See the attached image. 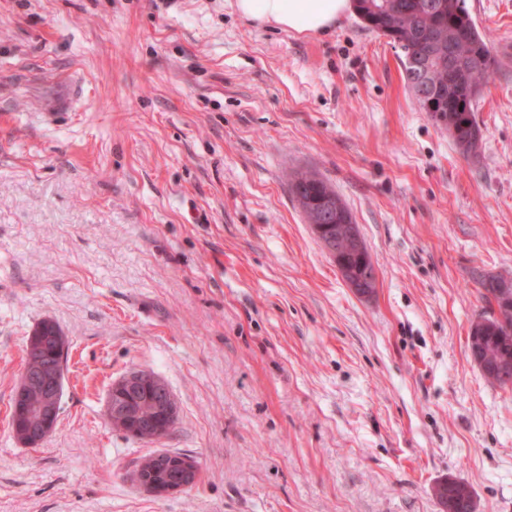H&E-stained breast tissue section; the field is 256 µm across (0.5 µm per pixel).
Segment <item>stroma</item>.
<instances>
[{
  "label": "stroma",
  "instance_id": "1",
  "mask_svg": "<svg viewBox=\"0 0 512 512\" xmlns=\"http://www.w3.org/2000/svg\"><path fill=\"white\" fill-rule=\"evenodd\" d=\"M499 61L463 156L356 14L260 30L235 0H0V512H512V387L469 350L512 279V0H467ZM336 192L376 268L349 288L299 207ZM70 342L38 446L10 413L27 340ZM153 372L178 418L113 430ZM194 458L165 498L128 476ZM293 192L304 213L318 210L326 201H332L331 204L334 208L330 219H334L332 224L339 225L337 229L340 236L350 239L361 249V236L357 224H351L354 222L350 212L325 181L311 173H300L294 178ZM336 212L338 214L337 220ZM141 372V373H140ZM140 372H131L119 383L114 384L112 395L108 399L107 414L110 419L119 418L126 419L135 416L134 410L142 421H151L158 416V406L154 395L146 388H142L133 396H130L133 408L129 405L125 398V393L140 386H148L155 393L158 404L164 408L162 421H157L149 425L156 433L165 432L175 419V405L173 397L165 383L158 377L152 376V372L140 370ZM147 373L151 375H144ZM177 419V417H176ZM174 421V425L176 422ZM173 425V426H174Z\"/></svg>",
  "mask_w": 512,
  "mask_h": 512
}]
</instances>
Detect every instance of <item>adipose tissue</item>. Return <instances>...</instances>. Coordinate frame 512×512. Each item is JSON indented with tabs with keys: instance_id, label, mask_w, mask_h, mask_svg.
Here are the masks:
<instances>
[{
	"instance_id": "adipose-tissue-1",
	"label": "adipose tissue",
	"mask_w": 512,
	"mask_h": 512,
	"mask_svg": "<svg viewBox=\"0 0 512 512\" xmlns=\"http://www.w3.org/2000/svg\"><path fill=\"white\" fill-rule=\"evenodd\" d=\"M351 8V0H236L238 14L256 28L271 26L312 37L329 33Z\"/></svg>"
}]
</instances>
